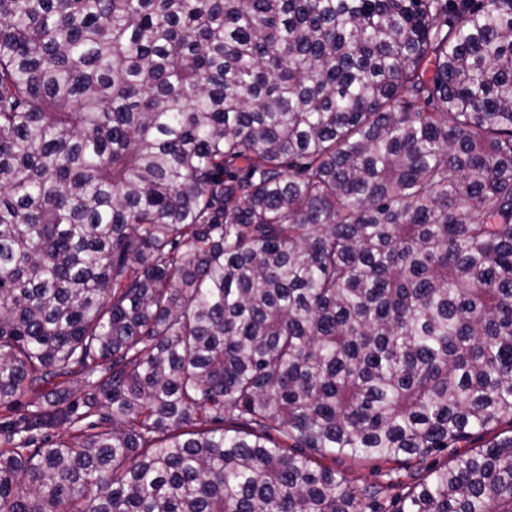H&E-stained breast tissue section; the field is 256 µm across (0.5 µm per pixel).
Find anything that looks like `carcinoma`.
I'll use <instances>...</instances> for the list:
<instances>
[{"label":"carcinoma","instance_id":"carcinoma-1","mask_svg":"<svg viewBox=\"0 0 512 512\" xmlns=\"http://www.w3.org/2000/svg\"><path fill=\"white\" fill-rule=\"evenodd\" d=\"M0 407V512H512V0H0ZM319 462L336 469V472L344 476L349 485L355 490H361L374 483L384 485L392 483V486L386 489L382 499L385 502V510H389L395 498L404 493L407 485L414 481L409 475L417 472L415 459L409 462H396L393 460L353 459L336 456V460H334L327 456L320 458Z\"/></svg>","mask_w":512,"mask_h":512}]
</instances>
